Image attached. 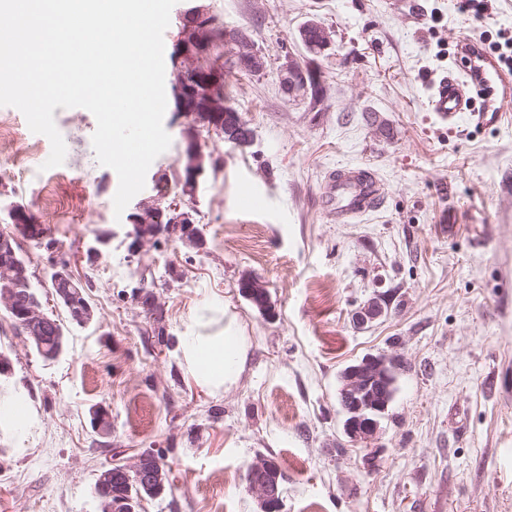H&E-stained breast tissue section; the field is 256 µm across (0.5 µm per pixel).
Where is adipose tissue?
<instances>
[{
  "label": "adipose tissue",
  "instance_id": "adipose-tissue-1",
  "mask_svg": "<svg viewBox=\"0 0 512 512\" xmlns=\"http://www.w3.org/2000/svg\"><path fill=\"white\" fill-rule=\"evenodd\" d=\"M199 382L230 385L247 359V344L240 336H193L185 349Z\"/></svg>",
  "mask_w": 512,
  "mask_h": 512
}]
</instances>
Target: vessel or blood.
Returning <instances> with one entry per match:
<instances>
[{
  "label": "vessel or blood",
  "instance_id": "b4317fda",
  "mask_svg": "<svg viewBox=\"0 0 512 512\" xmlns=\"http://www.w3.org/2000/svg\"><path fill=\"white\" fill-rule=\"evenodd\" d=\"M428 106L440 122L451 127L463 117L479 127L497 125L503 117L502 111L477 106L469 74L453 71L435 83ZM322 197L329 213L345 222L378 208L381 183L368 168L339 167L326 174Z\"/></svg>",
  "mask_w": 512,
  "mask_h": 512
}]
</instances>
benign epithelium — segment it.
<instances>
[{
  "label": "benign epithelium",
  "mask_w": 512,
  "mask_h": 512,
  "mask_svg": "<svg viewBox=\"0 0 512 512\" xmlns=\"http://www.w3.org/2000/svg\"><path fill=\"white\" fill-rule=\"evenodd\" d=\"M211 24L209 9L202 4H196L188 11L187 24L180 28L178 54L172 62L171 92L177 102L174 112L179 119L194 111L199 101H204V112L200 122L205 124V128L209 129L211 134L242 147L243 141L224 126V112L228 111V105L224 99V75L220 66H214L208 82L202 87H197L193 91L184 88L181 61L185 59L188 51L193 49L194 44L201 40ZM308 28L318 32L319 41L316 45L320 52L325 53L332 49L331 33L322 23L312 20L308 23ZM224 54L254 74L262 73L266 67L265 57L241 30L224 28ZM278 79L281 88L288 89V97L307 103L313 110L321 104L323 91L320 90L313 96L309 95V81H314L317 86L322 85L320 72L314 65L303 64L288 53L280 61ZM184 141L185 149L180 154L179 162L184 165L190 184L197 187L206 175L210 163L203 150L196 145V129L184 133ZM197 216L199 211L196 208L194 194L188 201L182 199L168 202L166 198L158 196L149 202L138 204L129 216L132 226L126 233V239L130 240L129 251L138 254L148 243L157 241L161 236L169 240L178 239L199 245L202 232L198 227ZM16 235L40 239L41 226L33 219L23 221L16 225ZM10 257L13 259V267L5 266L0 270V281L5 283L3 292L0 293V304L14 314L25 333L36 337L49 321V317L44 311L43 304L37 300H28L22 305L17 303L18 285L13 277L14 267L18 266L15 251H10ZM240 291L249 300L255 296H264L261 312L265 315L274 314V309L267 299L266 288L260 280L253 277L243 278L240 282ZM385 315V300L378 294L360 307L354 313L353 319L357 327L365 328ZM400 369L401 363L398 360L381 354L368 355L344 370L340 377L338 399L345 414L344 431L352 441L368 445L375 439L382 414L387 410L392 398L380 393L378 398L373 400L368 394V389L372 385L379 389L383 388L389 377ZM119 469L137 483L145 482L152 476L156 477L157 482L151 488L153 493L163 486L162 471H154V463L150 462L147 456L139 457L132 465L121 464ZM270 469L269 460L264 458L255 461L249 469L251 480L248 491L256 499L260 512H280V484L276 479L270 481L264 478Z\"/></svg>",
  "instance_id": "1"
}]
</instances>
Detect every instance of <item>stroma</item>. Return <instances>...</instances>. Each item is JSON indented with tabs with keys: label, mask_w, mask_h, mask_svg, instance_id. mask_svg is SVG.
<instances>
[{
	"label": "stroma",
	"mask_w": 512,
	"mask_h": 512,
	"mask_svg": "<svg viewBox=\"0 0 512 512\" xmlns=\"http://www.w3.org/2000/svg\"><path fill=\"white\" fill-rule=\"evenodd\" d=\"M417 2L415 16L401 0H203L266 69L226 78L250 145L202 140L219 164L197 192L200 247L162 241L129 257L93 114L54 110L67 152L47 170L48 138L0 106V196L49 229L94 310L46 362L0 306L11 360L0 393L27 413L0 422V512H101L98 469L143 453L159 457L170 487L137 512H259L247 474L261 457L282 473L281 512H512V124L451 130L428 109L460 41L512 37V0L481 18L460 0ZM311 20L333 38L318 112L290 101L277 76L285 52L306 59L299 30ZM368 112L391 138L374 134ZM341 166L371 168L383 190L376 211L344 223L321 207L323 180ZM101 232L110 248L81 261ZM145 270L158 318L137 299ZM248 275L264 281L274 317L240 293ZM380 292L387 315L356 328L354 312ZM222 334L245 337L248 352L236 382L214 390L181 344ZM378 354L404 369L367 449L345 435L337 390L347 365ZM96 406L108 433L90 425Z\"/></svg>",
	"instance_id": "obj_1"
}]
</instances>
